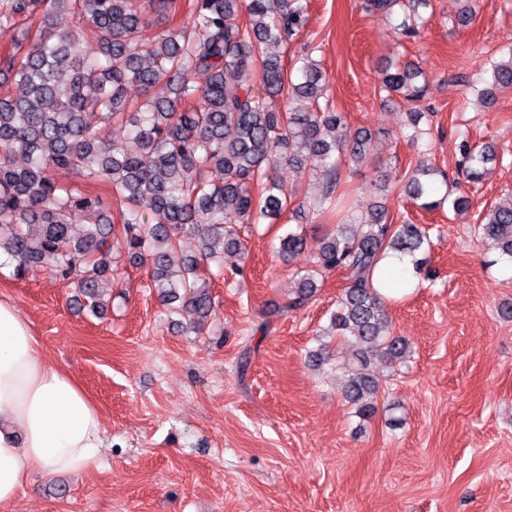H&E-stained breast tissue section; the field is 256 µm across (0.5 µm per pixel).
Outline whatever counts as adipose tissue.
<instances>
[{"label":"adipose tissue","mask_w":512,"mask_h":512,"mask_svg":"<svg viewBox=\"0 0 512 512\" xmlns=\"http://www.w3.org/2000/svg\"><path fill=\"white\" fill-rule=\"evenodd\" d=\"M104 442L99 410L0 296V504H13L33 476L86 472Z\"/></svg>","instance_id":"1"}]
</instances>
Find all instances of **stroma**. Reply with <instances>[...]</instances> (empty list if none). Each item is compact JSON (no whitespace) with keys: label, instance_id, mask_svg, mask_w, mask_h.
<instances>
[{"label":"stroma","instance_id":"stroma-1","mask_svg":"<svg viewBox=\"0 0 512 512\" xmlns=\"http://www.w3.org/2000/svg\"><path fill=\"white\" fill-rule=\"evenodd\" d=\"M306 26L283 58L309 45L330 107L351 128L387 132L350 175L360 207L382 203L431 239L415 288L386 303L410 353L373 365L377 411L363 419L341 395L335 361L307 353L348 286L327 273L309 303L274 316L310 269L327 216L309 214L310 249L282 260L279 227L240 228L242 272L210 282L218 303L202 332L177 326L147 267L119 266L104 318L75 313L73 286L46 272L18 279L0 260V294L31 324L49 361L98 406L106 444L80 475L32 484L0 512H512V273L475 232L512 193V90L486 108L451 92L457 73L482 82L489 56L512 48V0H433L419 37L367 0H302ZM474 12L466 24L462 5ZM427 80L429 113L412 128L380 89L388 64ZM493 145L497 164L457 215L428 211L401 188L426 162L456 178L458 145ZM248 368H241L243 353Z\"/></svg>","mask_w":512,"mask_h":512}]
</instances>
